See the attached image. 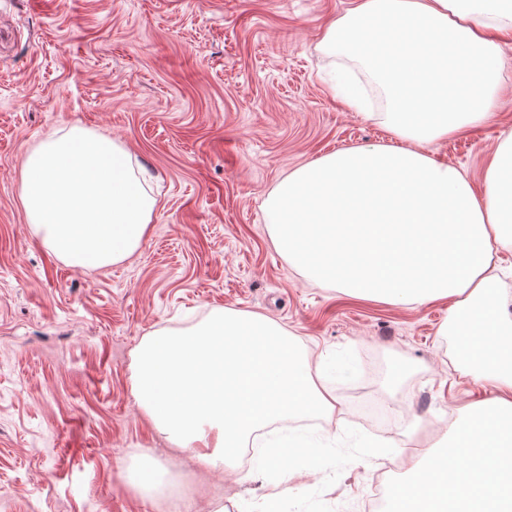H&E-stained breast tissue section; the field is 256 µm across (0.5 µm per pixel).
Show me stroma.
<instances>
[{"label": "stroma", "instance_id": "obj_1", "mask_svg": "<svg viewBox=\"0 0 512 512\" xmlns=\"http://www.w3.org/2000/svg\"><path fill=\"white\" fill-rule=\"evenodd\" d=\"M354 0H0V512H367L401 461L439 455L451 422L489 392L460 376L448 304L397 306L316 282L273 245L263 202L292 169L386 143L343 109L323 23ZM499 120L426 150L472 182L512 122V47ZM79 125L120 141L161 204L122 264H64L21 202L25 152ZM284 325L319 362L333 411L264 430L247 467L197 461L157 431L131 379L149 332L213 309ZM324 452L285 460L269 446ZM168 475L143 493L142 460Z\"/></svg>", "mask_w": 512, "mask_h": 512}]
</instances>
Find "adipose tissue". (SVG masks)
<instances>
[{
    "label": "adipose tissue",
    "mask_w": 512,
    "mask_h": 512,
    "mask_svg": "<svg viewBox=\"0 0 512 512\" xmlns=\"http://www.w3.org/2000/svg\"><path fill=\"white\" fill-rule=\"evenodd\" d=\"M323 50L339 59L335 97L365 112L360 67L378 87L376 120L394 144L324 155L288 174L264 203L274 245L317 281L397 305L450 303L443 331L467 349L463 375L490 396L451 424L437 467L407 460L418 512H512V296L497 288L495 250L512 249V126L482 186L426 152L495 114L512 47V0H355L331 20ZM118 141L73 126L25 152L21 201L42 244L73 267H106L149 234L159 201ZM320 367L275 320L231 308L153 331L133 377L157 430L208 465H231L256 430L334 408Z\"/></svg>",
    "instance_id": "obj_1"
}]
</instances>
